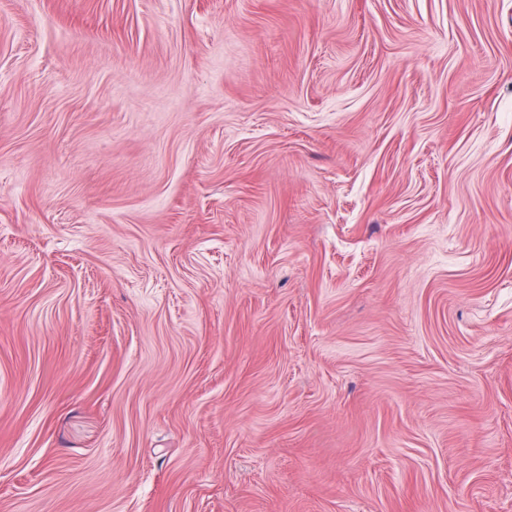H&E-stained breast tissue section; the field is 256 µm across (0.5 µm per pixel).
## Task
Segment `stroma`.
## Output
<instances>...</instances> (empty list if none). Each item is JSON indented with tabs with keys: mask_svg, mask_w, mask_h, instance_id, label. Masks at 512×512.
<instances>
[{
	"mask_svg": "<svg viewBox=\"0 0 512 512\" xmlns=\"http://www.w3.org/2000/svg\"><path fill=\"white\" fill-rule=\"evenodd\" d=\"M0 512H512V0H0Z\"/></svg>",
	"mask_w": 512,
	"mask_h": 512,
	"instance_id": "35a3bbf8",
	"label": "stroma"
}]
</instances>
